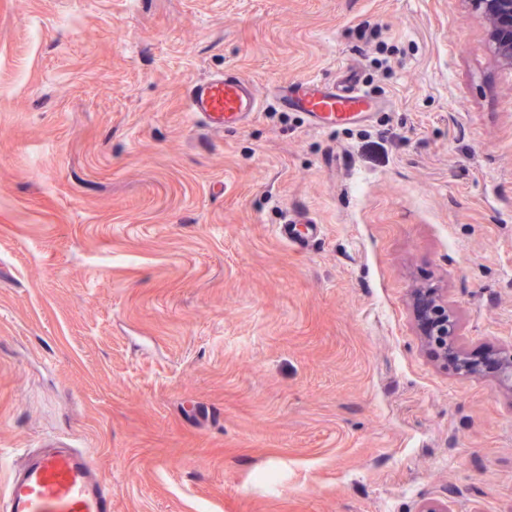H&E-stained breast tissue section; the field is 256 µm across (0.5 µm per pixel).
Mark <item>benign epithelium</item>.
<instances>
[{
  "mask_svg": "<svg viewBox=\"0 0 512 512\" xmlns=\"http://www.w3.org/2000/svg\"><path fill=\"white\" fill-rule=\"evenodd\" d=\"M481 10L490 25V36L497 53L512 63V0H470ZM427 344L434 347L443 361L451 360L458 373L480 375L485 367L467 356L455 344V323L448 302L434 288H419L414 293ZM495 378L512 385V348L502 350L493 361Z\"/></svg>",
  "mask_w": 512,
  "mask_h": 512,
  "instance_id": "1",
  "label": "benign epithelium"
}]
</instances>
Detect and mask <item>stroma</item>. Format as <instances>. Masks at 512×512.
Segmentation results:
<instances>
[{
  "mask_svg": "<svg viewBox=\"0 0 512 512\" xmlns=\"http://www.w3.org/2000/svg\"><path fill=\"white\" fill-rule=\"evenodd\" d=\"M236 70L261 100L193 122ZM350 80L334 130L274 85ZM321 224L303 246L275 228ZM512 65L471 0H0V450L112 512H512ZM254 84L239 74L218 73L197 82L191 90L189 112L208 127L233 129L259 111ZM416 315L419 316L428 345L434 347L446 364L448 355L455 369L463 375H480L485 367L467 356L455 344V323L448 311V302L434 288H419L414 293Z\"/></svg>",
  "mask_w": 512,
  "mask_h": 512,
  "instance_id": "obj_1",
  "label": "stroma"
}]
</instances>
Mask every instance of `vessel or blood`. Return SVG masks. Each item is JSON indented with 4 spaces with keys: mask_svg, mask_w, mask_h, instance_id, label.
Instances as JSON below:
<instances>
[{
    "mask_svg": "<svg viewBox=\"0 0 512 512\" xmlns=\"http://www.w3.org/2000/svg\"><path fill=\"white\" fill-rule=\"evenodd\" d=\"M273 100L279 109L305 113L326 129L365 121L375 107L365 91L314 78L279 83ZM259 107L254 84L239 74L208 76L194 85L189 98L194 120L209 127H239ZM5 499L1 512H112L111 486L79 448L53 445L31 454L11 470Z\"/></svg>",
    "mask_w": 512,
    "mask_h": 512,
    "instance_id": "obj_1",
    "label": "vessel or blood"
}]
</instances>
